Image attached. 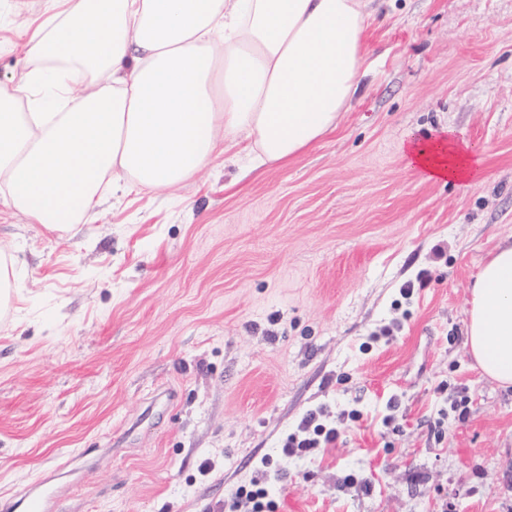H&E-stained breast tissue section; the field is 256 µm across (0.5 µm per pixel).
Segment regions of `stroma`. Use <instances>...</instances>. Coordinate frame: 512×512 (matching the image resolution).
I'll return each mask as SVG.
<instances>
[{"label": "stroma", "instance_id": "35a3bbf8", "mask_svg": "<svg viewBox=\"0 0 512 512\" xmlns=\"http://www.w3.org/2000/svg\"><path fill=\"white\" fill-rule=\"evenodd\" d=\"M40 5L0 0V83ZM365 10L363 87L294 160L225 153L65 232L0 213V510L49 477L51 512H228L259 476L275 512H512V389L464 349L512 234V0ZM445 130L480 180L407 166L402 140ZM319 409L361 418L282 457ZM8 246L1 244L0 241V310L2 312H6L9 310L11 296L14 288H16L15 283L11 279V272L6 264V256H7Z\"/></svg>", "mask_w": 512, "mask_h": 512}]
</instances>
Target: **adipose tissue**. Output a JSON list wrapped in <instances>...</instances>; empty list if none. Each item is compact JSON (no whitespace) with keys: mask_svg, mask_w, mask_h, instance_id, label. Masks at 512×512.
<instances>
[{"mask_svg":"<svg viewBox=\"0 0 512 512\" xmlns=\"http://www.w3.org/2000/svg\"><path fill=\"white\" fill-rule=\"evenodd\" d=\"M363 0H44L24 65L0 83V205L51 231L97 213L108 187L174 188L218 151L285 163L333 132L366 73ZM425 179L469 182L462 138H410ZM465 347L512 387V237L483 263Z\"/></svg>","mask_w":512,"mask_h":512,"instance_id":"obj_1","label":"adipose tissue"}]
</instances>
